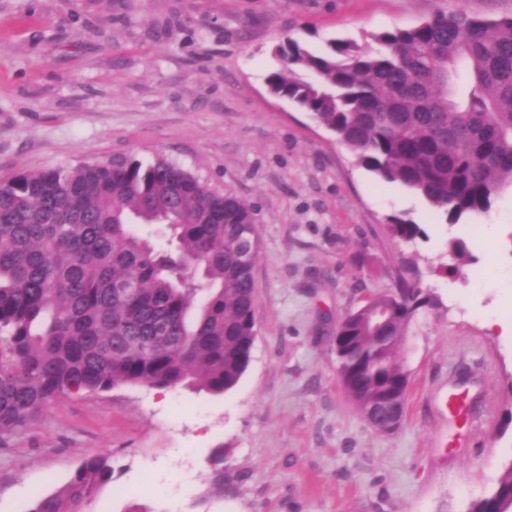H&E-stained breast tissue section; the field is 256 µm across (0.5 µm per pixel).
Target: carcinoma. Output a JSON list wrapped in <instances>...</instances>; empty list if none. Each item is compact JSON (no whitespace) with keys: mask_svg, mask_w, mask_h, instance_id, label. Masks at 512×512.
I'll return each instance as SVG.
<instances>
[{"mask_svg":"<svg viewBox=\"0 0 512 512\" xmlns=\"http://www.w3.org/2000/svg\"><path fill=\"white\" fill-rule=\"evenodd\" d=\"M371 40L276 46L270 92L450 219L487 211L512 185V15L460 9ZM153 225L177 247L157 248L141 231ZM390 230L421 233L396 218ZM258 253L253 207L163 157L16 174L0 188V440L67 394L234 388L255 343ZM420 295L402 284L347 315L338 376L365 414L408 392L399 336ZM113 473L88 455L29 512H87ZM469 512H512V466Z\"/></svg>","mask_w":512,"mask_h":512,"instance_id":"obj_1","label":"carcinoma"}]
</instances>
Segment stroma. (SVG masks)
<instances>
[{
    "mask_svg": "<svg viewBox=\"0 0 512 512\" xmlns=\"http://www.w3.org/2000/svg\"><path fill=\"white\" fill-rule=\"evenodd\" d=\"M512 0H0V182L116 156L170 159L257 213L256 339L223 396L119 386L51 402L0 444V512H29L88 454L112 459L92 512H468L512 466V338L486 323L512 283V188L449 223L379 181L314 116L273 96L276 45L410 28ZM420 225L394 236L390 216ZM408 283L396 432L344 391L332 336ZM463 405L461 418L449 399ZM405 403H401L399 400L397 403L382 417H365L364 418L377 430L392 433L396 431L403 419Z\"/></svg>",
    "mask_w": 512,
    "mask_h": 512,
    "instance_id": "obj_1",
    "label": "stroma"
}]
</instances>
